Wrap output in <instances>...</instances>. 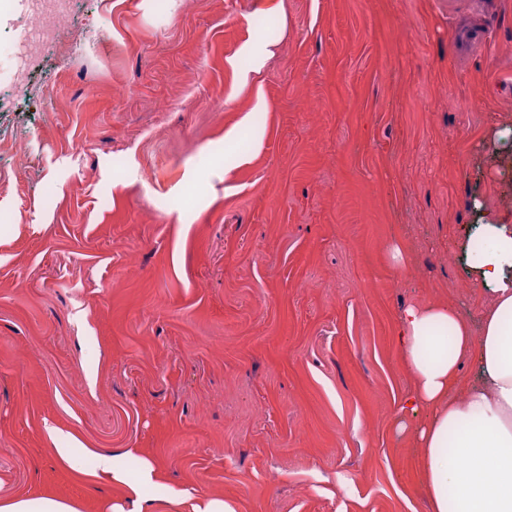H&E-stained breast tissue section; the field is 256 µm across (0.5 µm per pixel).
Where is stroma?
Returning <instances> with one entry per match:
<instances>
[{"mask_svg": "<svg viewBox=\"0 0 512 512\" xmlns=\"http://www.w3.org/2000/svg\"><path fill=\"white\" fill-rule=\"evenodd\" d=\"M26 26L0 0V503L127 496L74 436L153 496L428 512L399 317L488 304L458 255L474 202L512 223V0H78L22 60ZM55 452L65 465L78 473L82 472V461L86 457H93L95 460L93 477L110 481L112 484L125 485L137 499L129 508L118 500H108L101 506L105 510L103 512H158L156 506L160 502H177L187 498L183 491L175 488H167L166 495L162 498L143 494L145 488L158 484L157 466L151 459L140 458L137 472L134 476H129L113 467L112 457L109 454L95 448H87L77 440H74L73 446L56 448Z\"/></svg>", "mask_w": 512, "mask_h": 512, "instance_id": "35a3bbf8", "label": "stroma"}]
</instances>
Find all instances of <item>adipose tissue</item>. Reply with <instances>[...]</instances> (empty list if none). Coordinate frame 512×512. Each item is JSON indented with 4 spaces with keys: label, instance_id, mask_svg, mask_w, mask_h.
<instances>
[{
    "label": "adipose tissue",
    "instance_id": "obj_1",
    "mask_svg": "<svg viewBox=\"0 0 512 512\" xmlns=\"http://www.w3.org/2000/svg\"><path fill=\"white\" fill-rule=\"evenodd\" d=\"M480 233L471 269L490 301L478 325L449 304L411 306L400 316L399 346L414 387L404 406L412 421L399 429L422 450L430 512H512V224L489 220ZM468 360L479 384L462 383ZM56 454L75 471L94 458L95 478L134 494L129 506L106 501L105 512H156L159 502L185 497L174 488L161 499L145 495L157 483L153 460L140 459L131 476L114 468L109 454L78 441Z\"/></svg>",
    "mask_w": 512,
    "mask_h": 512
}]
</instances>
